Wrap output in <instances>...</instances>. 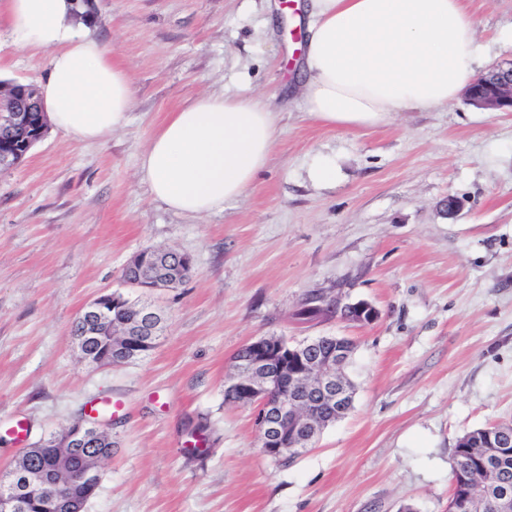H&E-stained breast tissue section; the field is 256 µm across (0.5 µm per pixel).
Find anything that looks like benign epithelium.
<instances>
[{"label": "benign epithelium", "mask_w": 512, "mask_h": 512, "mask_svg": "<svg viewBox=\"0 0 512 512\" xmlns=\"http://www.w3.org/2000/svg\"><path fill=\"white\" fill-rule=\"evenodd\" d=\"M469 104L485 110L512 112V68L504 76L486 81V76L474 78L465 90ZM37 94L31 86L16 82L7 90L0 89V131L9 134L11 144L0 148V169H13L25 155L15 149L22 144L31 149L44 138L38 121ZM180 264L153 263L150 278L129 281L128 288L143 291L159 287L162 280L177 275L183 268L192 267L186 254L178 256ZM122 300L111 293L103 294L81 311V331L77 336L82 361L100 364L88 351L91 341L112 343L107 328L112 323V311ZM342 319L355 323H370L378 317L368 303L341 305ZM319 341L311 339L292 345L285 338L262 336L246 344L249 354L233 361L231 384L246 393L258 406V433L264 454L281 458L296 450L298 443L314 435L316 413L312 406L326 405L342 418L351 406V392L341 379L342 368L348 363L354 343L345 337L336 338V347L319 352ZM104 429L79 419L70 425L61 438L60 448L52 459L54 472L62 474L69 485L90 483L99 476L102 462L109 458L105 452L85 453L77 458L74 449L86 444L102 443ZM76 463H71L72 458ZM455 494L448 503V512H484L490 506L499 512L509 510L511 500L503 497L491 505L488 498L475 493L464 477L453 479ZM43 498L59 499L58 483L42 470L14 469L0 476V512H23L27 501Z\"/></svg>", "instance_id": "7a95c632"}]
</instances>
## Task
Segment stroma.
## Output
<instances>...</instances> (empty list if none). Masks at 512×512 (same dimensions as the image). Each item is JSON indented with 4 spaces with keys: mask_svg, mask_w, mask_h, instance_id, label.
<instances>
[{
    "mask_svg": "<svg viewBox=\"0 0 512 512\" xmlns=\"http://www.w3.org/2000/svg\"><path fill=\"white\" fill-rule=\"evenodd\" d=\"M291 0H88L75 26L124 63L129 122L78 142L49 127L0 172V472L81 411L122 402L84 512H448L453 450L512 423V112L465 99L368 128L299 105L279 24ZM482 69L512 64V0H468ZM42 58L0 46V80L38 82ZM200 94H257L280 130L266 167L224 211L154 200L140 160L166 112ZM336 165L314 180L313 160ZM464 209L448 218L449 197ZM147 247L188 254L190 277L147 294L166 323L124 364L81 361L73 325ZM366 302L369 324L298 315L308 295ZM259 336L356 343L354 407L293 462L265 455L254 406L225 401L236 351ZM203 426L202 453L187 451Z\"/></svg>",
    "mask_w": 512,
    "mask_h": 512,
    "instance_id": "stroma-1",
    "label": "stroma"
}]
</instances>
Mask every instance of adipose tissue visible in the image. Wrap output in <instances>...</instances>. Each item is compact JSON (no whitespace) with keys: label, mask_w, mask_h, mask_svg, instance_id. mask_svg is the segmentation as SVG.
I'll list each match as a JSON object with an SVG mask.
<instances>
[{"label":"adipose tissue","mask_w":512,"mask_h":512,"mask_svg":"<svg viewBox=\"0 0 512 512\" xmlns=\"http://www.w3.org/2000/svg\"><path fill=\"white\" fill-rule=\"evenodd\" d=\"M467 0H309L301 104L332 128L377 126L395 114L447 106L473 79L476 24ZM73 0H0L11 43L48 55L39 97L78 141L123 128L133 90L126 67L73 24ZM279 137L257 96L189 99L157 127L139 174L153 199L200 217L239 200Z\"/></svg>","instance_id":"adipose-tissue-1"}]
</instances>
